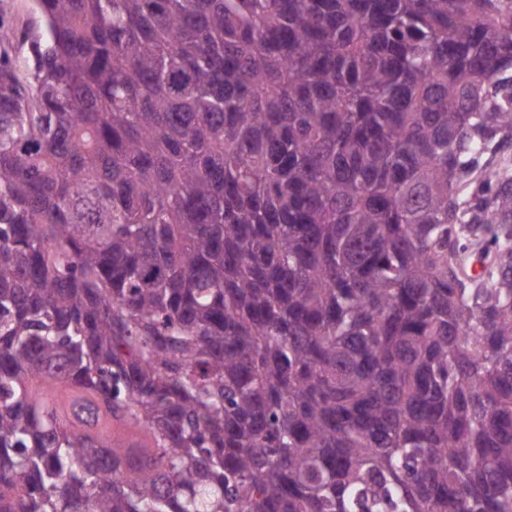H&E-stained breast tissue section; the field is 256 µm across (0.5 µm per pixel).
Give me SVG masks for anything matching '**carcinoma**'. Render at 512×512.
Returning <instances> with one entry per match:
<instances>
[{"label": "carcinoma", "instance_id": "carcinoma-1", "mask_svg": "<svg viewBox=\"0 0 512 512\" xmlns=\"http://www.w3.org/2000/svg\"><path fill=\"white\" fill-rule=\"evenodd\" d=\"M35 4L0 512H512V0Z\"/></svg>", "mask_w": 512, "mask_h": 512}]
</instances>
